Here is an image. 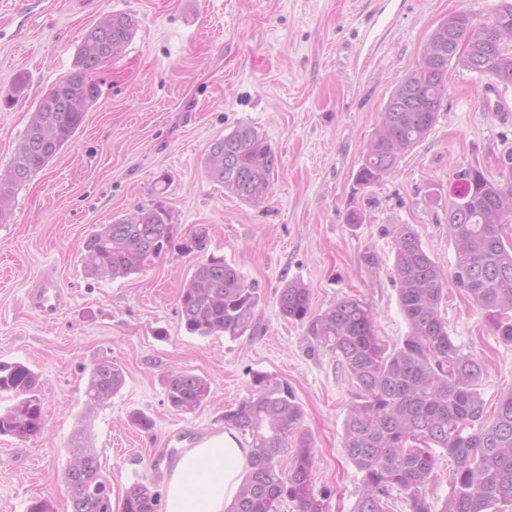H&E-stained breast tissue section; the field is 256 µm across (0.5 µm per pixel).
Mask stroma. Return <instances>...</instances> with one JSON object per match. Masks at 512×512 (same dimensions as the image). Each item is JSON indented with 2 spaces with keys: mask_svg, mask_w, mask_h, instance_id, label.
I'll return each instance as SVG.
<instances>
[{
  "mask_svg": "<svg viewBox=\"0 0 512 512\" xmlns=\"http://www.w3.org/2000/svg\"><path fill=\"white\" fill-rule=\"evenodd\" d=\"M499 3L402 0L372 53L364 43L369 0H0V171L41 96L73 71L87 30L115 12L137 22L123 53L97 72L101 95L75 138L16 193L0 223V362L33 370L43 404L39 435H0V512H28L36 499L47 512H71L65 474L80 444L96 451L114 507L137 482L165 491L155 459L172 464L170 449L224 432L225 408L253 395L256 372L288 383L300 403L314 489L330 491L328 512H353L362 475L343 438L358 390L333 354L307 355L303 330L281 314L278 296L291 280L309 288L316 311L353 295L370 308L382 343L406 336L391 230L412 225L436 262L453 265L452 173L471 165L500 180L512 117L483 98L486 77L451 67L435 126L396 172L365 188L355 175L385 103L431 32L461 11L491 17ZM20 77L26 85L17 94ZM246 124L280 159L260 206L226 194L205 172L210 145ZM163 173L173 223L183 232L208 225V253L259 288L255 324L238 339L200 338L181 321L177 290L200 254L174 249L116 280L84 273L85 239L150 205ZM354 209L361 219L351 224ZM49 269L67 297L52 322L27 304ZM440 316L455 344L484 363L480 392L494 409L512 386V344L457 288ZM103 358L121 365L125 384L90 411L84 388ZM170 371L208 380L196 412L170 408L162 383ZM135 413L152 429L133 426Z\"/></svg>",
  "mask_w": 512,
  "mask_h": 512,
  "instance_id": "obj_1",
  "label": "stroma"
}]
</instances>
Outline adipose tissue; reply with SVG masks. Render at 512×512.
<instances>
[{
    "label": "adipose tissue",
    "mask_w": 512,
    "mask_h": 512,
    "mask_svg": "<svg viewBox=\"0 0 512 512\" xmlns=\"http://www.w3.org/2000/svg\"><path fill=\"white\" fill-rule=\"evenodd\" d=\"M247 456L229 432L187 448L169 477L166 512H224L237 494Z\"/></svg>",
    "instance_id": "1"
}]
</instances>
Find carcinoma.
<instances>
[{
  "label": "carcinoma",
  "instance_id": "obj_1",
  "mask_svg": "<svg viewBox=\"0 0 512 512\" xmlns=\"http://www.w3.org/2000/svg\"><path fill=\"white\" fill-rule=\"evenodd\" d=\"M136 23L114 13L90 29L78 48L74 70L40 98L10 167L0 173V222L9 217L11 198L73 139L100 94L95 74L131 41ZM467 50L448 53L456 36ZM512 86V0L492 17L470 13L448 16L422 45L416 69L388 98L356 173L371 186L394 172L400 159L430 132L442 110L451 63ZM279 159L249 125L215 140L205 158L208 177L249 204L269 196ZM502 180L492 182L481 169L456 170L450 180L448 237L456 249L454 265L443 271L408 224L392 228L394 281L408 325L404 339L390 348L375 334L373 315L359 299L343 297L324 310L311 309L310 290L292 280L282 288L281 314L299 323L309 355L327 351L355 381L361 402L345 422L343 448L363 473V489L353 512H387L394 490L408 495L411 512H431L423 491L437 478L436 450L448 457L450 494L440 512H512V388L485 411L479 391L483 363L458 347L440 317L448 284L462 290L483 312L496 335L512 343V154L502 160ZM177 234L163 202L102 224L84 242V270L90 276L127 277L159 257ZM205 224L182 237L180 249L203 251ZM178 301L188 333H218L237 339L252 326L259 292L222 257L198 262L182 283ZM255 395L224 410V424L236 429L249 448L248 466L225 512H277L287 498L298 512H328L329 493H314L310 437L301 429L300 404L288 384L262 372L253 374ZM125 383L123 368L96 361L85 390L93 410ZM167 402L192 413L207 400V379L187 372L163 376ZM38 376L21 363L0 362V393L16 402L0 411V435L27 438L42 430ZM292 453L288 471L279 459ZM72 512H113L111 490L94 450L85 448L65 474ZM122 512H161V494L137 482L125 494Z\"/></svg>",
  "mask_w": 512,
  "mask_h": 512
}]
</instances>
